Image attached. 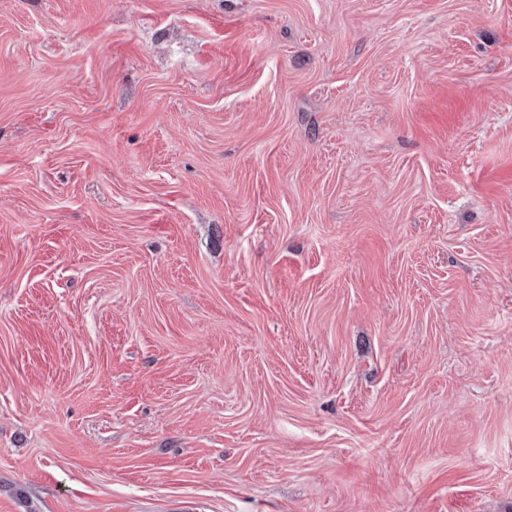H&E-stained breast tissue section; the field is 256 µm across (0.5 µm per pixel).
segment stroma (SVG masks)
Here are the masks:
<instances>
[{"mask_svg":"<svg viewBox=\"0 0 512 512\" xmlns=\"http://www.w3.org/2000/svg\"><path fill=\"white\" fill-rule=\"evenodd\" d=\"M0 512H512V0H0Z\"/></svg>","mask_w":512,"mask_h":512,"instance_id":"35a3bbf8","label":"stroma"}]
</instances>
